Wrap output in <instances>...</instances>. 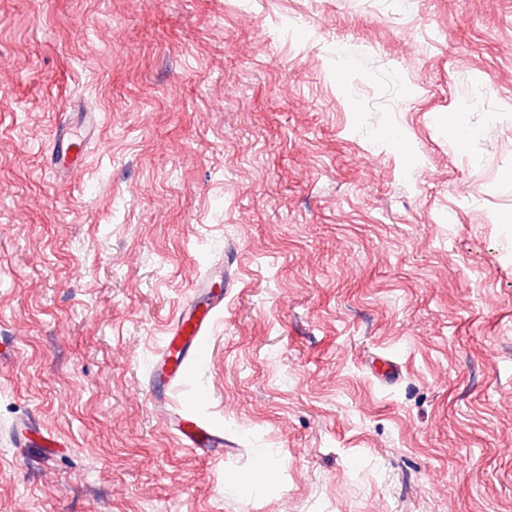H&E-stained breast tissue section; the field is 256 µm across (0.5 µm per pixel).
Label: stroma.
<instances>
[{
  "label": "stroma",
  "instance_id": "stroma-1",
  "mask_svg": "<svg viewBox=\"0 0 512 512\" xmlns=\"http://www.w3.org/2000/svg\"><path fill=\"white\" fill-rule=\"evenodd\" d=\"M509 211L512 0H0V512H512ZM77 114V120L58 126L54 135L57 154L53 164L58 168V172H65L81 164L89 145L98 136L97 112H78ZM214 274L195 281V297L186 302L172 321L164 348L157 354L152 369L154 404H168V392L182 378L188 362L197 360L211 331L214 314L224 308V293L214 291ZM162 421L178 436L185 448L201 452L215 460L224 458V432L206 420L191 419L179 409H166Z\"/></svg>",
  "mask_w": 512,
  "mask_h": 512
}]
</instances>
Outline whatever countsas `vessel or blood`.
<instances>
[{
    "label": "vessel or blood",
    "instance_id": "obj_1",
    "mask_svg": "<svg viewBox=\"0 0 512 512\" xmlns=\"http://www.w3.org/2000/svg\"><path fill=\"white\" fill-rule=\"evenodd\" d=\"M97 136L98 115L94 112L79 113L74 122L58 126L54 135L57 147L54 166L64 172L81 164ZM195 288L201 293V300H189L179 310L170 325L166 344L154 361L151 394L154 403L168 401V392L182 378L187 363L201 356L213 316L224 306V296L215 290L213 276L198 278ZM162 421L184 447L216 460L223 458L224 433L208 421L189 418L177 409L163 411Z\"/></svg>",
    "mask_w": 512,
    "mask_h": 512
}]
</instances>
